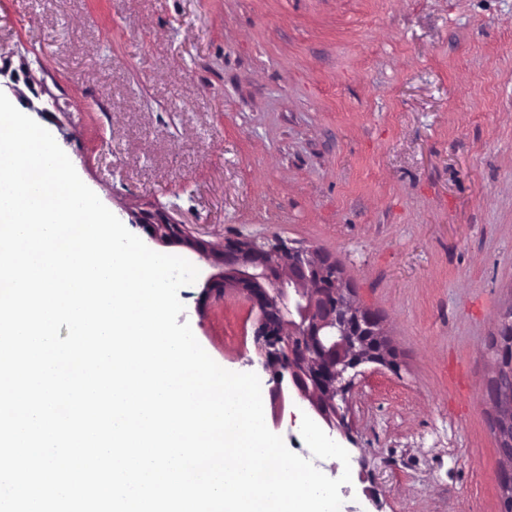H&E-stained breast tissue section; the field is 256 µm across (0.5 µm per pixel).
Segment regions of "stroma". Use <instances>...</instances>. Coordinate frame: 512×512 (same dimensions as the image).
Instances as JSON below:
<instances>
[{
	"instance_id": "obj_1",
	"label": "stroma",
	"mask_w": 512,
	"mask_h": 512,
	"mask_svg": "<svg viewBox=\"0 0 512 512\" xmlns=\"http://www.w3.org/2000/svg\"><path fill=\"white\" fill-rule=\"evenodd\" d=\"M120 220L157 198L201 239L330 253L400 368L351 395L341 512H499L488 391L512 308V0H0V80ZM107 85L111 100L98 95ZM179 319L257 373L243 300Z\"/></svg>"
}]
</instances>
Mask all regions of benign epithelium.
<instances>
[{
	"label": "benign epithelium",
	"instance_id": "1",
	"mask_svg": "<svg viewBox=\"0 0 512 512\" xmlns=\"http://www.w3.org/2000/svg\"><path fill=\"white\" fill-rule=\"evenodd\" d=\"M128 214L152 240L185 245L217 269L205 278L202 303L231 290L257 310L255 343L274 382L273 425H279L286 410L302 407L330 432L351 438L345 404L358 367L375 363L396 369L398 362L378 316L356 301L336 261L281 239L197 240L187 225L159 208ZM495 353L489 392L496 408L493 434L509 463L496 473L495 482L500 512H512V307L504 314Z\"/></svg>",
	"mask_w": 512,
	"mask_h": 512
}]
</instances>
